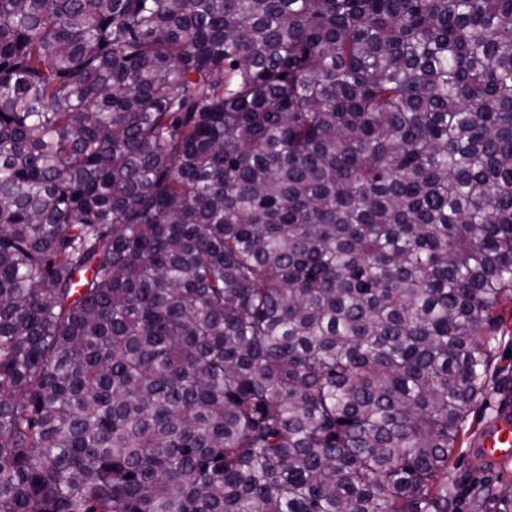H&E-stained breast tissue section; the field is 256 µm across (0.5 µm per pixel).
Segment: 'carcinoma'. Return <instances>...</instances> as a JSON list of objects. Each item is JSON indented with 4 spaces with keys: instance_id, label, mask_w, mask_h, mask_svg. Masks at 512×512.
<instances>
[{
    "instance_id": "1",
    "label": "carcinoma",
    "mask_w": 512,
    "mask_h": 512,
    "mask_svg": "<svg viewBox=\"0 0 512 512\" xmlns=\"http://www.w3.org/2000/svg\"><path fill=\"white\" fill-rule=\"evenodd\" d=\"M508 306L512 0H0V512H454Z\"/></svg>"
}]
</instances>
